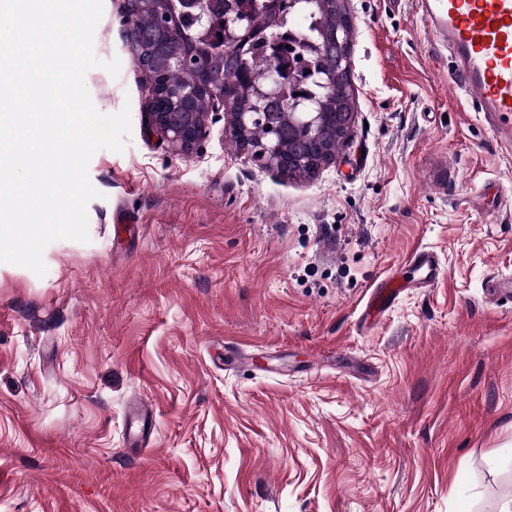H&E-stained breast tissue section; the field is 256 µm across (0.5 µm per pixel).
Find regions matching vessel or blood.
Segmentation results:
<instances>
[{
    "instance_id": "1",
    "label": "vessel or blood",
    "mask_w": 512,
    "mask_h": 512,
    "mask_svg": "<svg viewBox=\"0 0 512 512\" xmlns=\"http://www.w3.org/2000/svg\"><path fill=\"white\" fill-rule=\"evenodd\" d=\"M416 6L434 45L448 50L474 111L512 116V0H416ZM405 268L409 280L424 287L442 275L438 258L423 249L408 257ZM401 288L396 278L383 279L371 293L370 306L388 309ZM152 417L145 404L133 414L129 447H140Z\"/></svg>"
}]
</instances>
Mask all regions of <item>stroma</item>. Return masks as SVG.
Here are the masks:
<instances>
[{"instance_id": "stroma-1", "label": "stroma", "mask_w": 512, "mask_h": 512, "mask_svg": "<svg viewBox=\"0 0 512 512\" xmlns=\"http://www.w3.org/2000/svg\"><path fill=\"white\" fill-rule=\"evenodd\" d=\"M356 118L315 174L262 167L209 117L145 123L123 0L85 84L129 108L99 150L89 242L0 264V512H500L512 500V142L461 93L414 0H348ZM135 219L116 237L115 211ZM418 249L445 275L371 324ZM247 362L225 366V345ZM149 404L146 448L126 411ZM403 284L395 277H388L379 282L373 289L369 304L375 310H386L398 297ZM368 304V305H369Z\"/></svg>"}]
</instances>
